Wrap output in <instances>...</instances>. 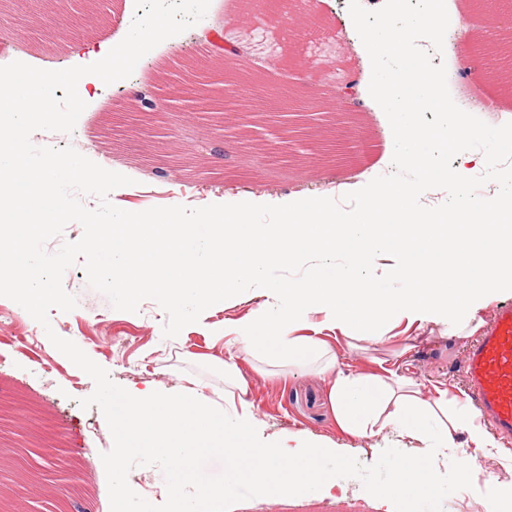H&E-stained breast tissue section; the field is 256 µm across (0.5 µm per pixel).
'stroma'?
Returning <instances> with one entry per match:
<instances>
[{
  "label": "stroma",
  "instance_id": "stroma-1",
  "mask_svg": "<svg viewBox=\"0 0 512 512\" xmlns=\"http://www.w3.org/2000/svg\"><path fill=\"white\" fill-rule=\"evenodd\" d=\"M450 30L465 33L460 48H445L448 88L454 101L471 98L476 115L492 126L512 122V72L497 83L478 82L465 69V61L486 68L497 49L512 44V17L502 15L495 27L473 0H446ZM61 27H75L74 36L57 35L47 43L15 24H0V40L10 41L0 51V65L26 59L45 70L75 66L73 45L92 48L100 42L121 40L129 29L150 19L165 21L160 40L146 44L132 68L113 73L90 99L72 133L37 131L31 141L39 147L75 148L96 164L132 178L133 183L113 190L110 202L127 211L156 206L201 207L227 198L250 204L256 224L282 220L280 201L288 196L321 199L357 214L361 206L352 187L391 171L394 139L388 119L378 104L360 88L371 74V62L358 36L347 0H297L282 10L278 0H260L245 6L242 0H89L86 10L71 16L59 7ZM308 25L302 41L289 39L283 20ZM238 47L242 68L262 76L261 87L276 91L286 87L295 97H326L336 87L351 84L358 93L349 105V120L364 143L361 150L340 160L321 161L314 142L303 141L302 153L264 158L261 150L277 136L300 127H317L320 115L303 112H254L238 117L228 107L221 119L192 111L178 102L173 79L184 62L201 59L207 46ZM170 99V109L156 122L153 140L175 139L189 150L217 124L222 138L208 139L201 161L173 168L158 153L138 147L136 124L114 123L115 110L133 104L148 109L155 96ZM346 253L306 254L291 264L273 263L263 279L246 278L237 285L232 300L205 310L199 321L174 338L163 335L166 313L153 300L141 302L138 312L119 311L109 299L91 288L82 264L70 267L63 287L75 296L71 312L51 310L50 321L62 338L76 343L93 361L109 371L124 388L153 384L163 393L193 389L216 402L224 400V361L228 348L220 339L225 324L247 321L258 312H276L287 304L275 293V281L300 279L310 266H320L334 276L346 266ZM441 327L428 325L427 344L410 360V372L427 399L435 383L443 382L452 395H460L463 378L458 369L460 347L444 342ZM386 343L364 351L348 349L335 337L327 342L342 367L354 373L380 372L383 364L396 363L398 339L413 335L399 325ZM32 337V345L21 337ZM239 368L249 382L248 400L259 426V437L276 440L302 433L310 440L349 447L351 467L326 459L325 468L336 477L331 495L294 504L256 499L249 488L237 496L236 512H376L371 488L387 483L399 457L416 445L388 424L378 434L359 439L338 424L330 397L332 375L314 367L270 366L248 358ZM94 383L59 352L43 327L26 310L0 297V466L9 478L0 484V512H106L113 492H122L125 512H173L176 502L189 503L200 494L199 485L174 487V458L162 453L130 452L120 472L112 470V436L98 407L82 409ZM52 449L51 457L34 456L24 465L14 462L15 449ZM71 471L74 484L50 479L55 469ZM493 469H478L479 484L494 479ZM478 484V486H479ZM478 486L461 485L447 473L439 494L415 500L409 512H485Z\"/></svg>",
  "mask_w": 512,
  "mask_h": 512
}]
</instances>
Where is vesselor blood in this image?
Returning a JSON list of instances; mask_svg holds the SVG:
<instances>
[{"label":"vessel or blood","mask_w":512,"mask_h":512,"mask_svg":"<svg viewBox=\"0 0 512 512\" xmlns=\"http://www.w3.org/2000/svg\"><path fill=\"white\" fill-rule=\"evenodd\" d=\"M459 368L480 418L504 441L512 440V304L494 309L483 333L464 352Z\"/></svg>","instance_id":"b4317fda"}]
</instances>
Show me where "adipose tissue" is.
Returning <instances> with one entry per match:
<instances>
[{
    "label": "adipose tissue",
    "mask_w": 512,
    "mask_h": 512,
    "mask_svg": "<svg viewBox=\"0 0 512 512\" xmlns=\"http://www.w3.org/2000/svg\"><path fill=\"white\" fill-rule=\"evenodd\" d=\"M164 29L154 19L121 41L99 44L105 69L91 77L69 76L77 91L73 111H81L113 71L133 65L143 45L158 40ZM359 194L362 208L355 218L321 200L294 198L283 205L278 224L251 223L248 206L237 200L221 204L204 224L124 220L106 225L90 252L111 254L112 283L124 293L162 292L201 311L230 298L241 278L261 276L267 261L286 264L305 252L350 250L349 266L334 277L275 284V292L288 298L287 310L225 326L224 341L235 346L237 357H259L270 365L321 361L323 371L334 375L330 397L350 436L391 423L421 441L415 453L400 457L390 482L371 492L380 502L407 504L439 492L438 460L447 455L456 461L458 481L475 484V454L491 453L495 439L462 404L456 418L432 433L437 410L449 403L447 389L436 388L424 400L417 382L400 369L371 375L340 370L325 341L306 330L315 326L338 334L351 348L382 343L383 327L392 321L443 325L451 344L470 338L483 326L481 312L490 300L512 289V195L493 201L465 197L448 211L427 214L405 209L413 194L407 184H365ZM378 263L389 287L358 275ZM247 390L235 359H228L224 405L187 392L163 394L149 385L111 398L113 467L130 450L173 455L179 459L175 482L181 485L196 480L194 459L222 449L229 461L223 480L207 485L185 512H213L215 503L235 499L242 485L265 500L293 502L329 493L335 482L323 461L345 457L346 449L304 438L295 448L280 440L259 442Z\"/></svg>",
    "instance_id": "obj_1"
}]
</instances>
